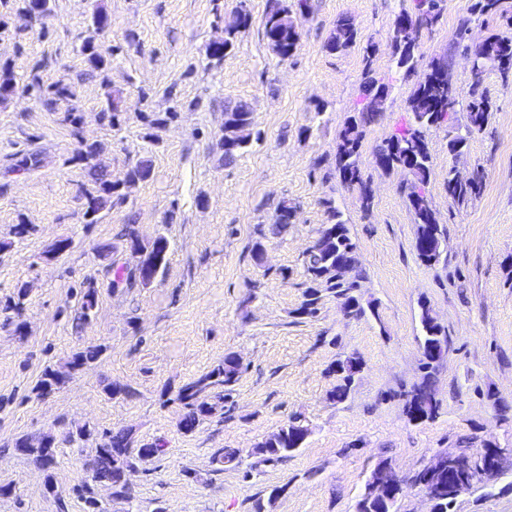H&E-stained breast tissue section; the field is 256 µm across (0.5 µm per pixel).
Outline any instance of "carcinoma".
I'll return each mask as SVG.
<instances>
[{
  "label": "carcinoma",
  "instance_id": "cac0c4a2",
  "mask_svg": "<svg viewBox=\"0 0 512 512\" xmlns=\"http://www.w3.org/2000/svg\"><path fill=\"white\" fill-rule=\"evenodd\" d=\"M301 12L312 9L309 0H297L289 5L288 0H267L266 11L262 19L263 35L272 52L285 60L293 56L299 41V31L293 26V10ZM512 10V0H474L470 15L461 19L457 29V40H466L465 31L469 24L480 17L504 16ZM20 11L29 13L35 18H44L51 13L50 0H21ZM442 18L440 0H415L413 10H403L395 18L392 47L396 67L406 74L415 72L421 58V38L423 33L432 31ZM252 15L247 8L246 0H240L239 7L225 18L226 28L224 41L215 44L214 49L207 53L210 66L217 67L224 56L234 47V39L240 29L250 25ZM108 26V18L101 11L93 13L92 32L82 45V51L93 72L104 73L109 65L113 49L99 43L98 37ZM360 34L351 17L342 15L336 19L327 49L331 52L345 51L359 41ZM375 45L366 41L363 48V62L367 80L361 85L360 95L362 108L350 116L340 130L335 151V169L340 183L358 187L362 197V209L369 212L371 208V192L362 177L361 153L364 129L374 123L384 112V82L374 76L373 56ZM478 69L484 73L496 72L503 81L512 77V34L508 32L494 33L487 36L476 59ZM105 106L102 118L110 127L116 129L121 125L122 91L112 88L111 82L104 80ZM26 93L40 103L46 110L54 112L61 102L68 104L64 121L75 125L80 120L78 93L76 86L70 82L59 81L48 87L44 86L33 69L26 80L20 84L16 81L13 71L6 65L0 66V102H5L16 92ZM465 112V121L455 123L457 112ZM492 105L486 92L480 85H470L469 98L463 100L458 91H450L448 82L439 80L434 71V61H429L427 71L414 87L408 102V117L404 124L386 138L375 150V159L382 161L380 168L386 171H400L404 180L400 190L405 195L413 211L414 221L418 224L415 238V251L418 259L426 265H435L443 255V242L447 239L446 231L441 227L436 212L428 197L426 188L431 176V153L428 135L434 128L448 126V152L455 154L464 151L470 139L483 132L489 124ZM253 136V112L246 102L229 104L224 108V125L219 139L220 148L224 151V164L231 165L241 156ZM103 148L98 143H87L78 153L77 160L82 162L90 178V185L83 189L84 219L87 224H95L101 212L112 207L113 198H125L123 190L145 181L151 176V162L140 160L120 177L112 176L101 158ZM39 153L24 154L20 159L7 167L11 173H29L39 167ZM483 188V176L480 172L472 174L468 183H458L453 174H448L446 190L448 198L458 205H464L480 195ZM326 208L327 223L316 231L315 246L307 251L303 258V268L307 278L305 301L298 309L301 316H313L323 296L341 298L353 303L352 318L358 320L366 314L377 315L372 303L364 304L356 296L361 288L365 274L357 254L356 243L353 242L349 225L342 220L341 212L336 208L335 201H323ZM295 206L280 201L272 216L269 229L262 226L256 228V238L251 252L255 260H260L264 252L263 240L266 233L283 234L288 230L292 211ZM129 254L133 262H121L113 255L117 246ZM169 245L168 239L162 235L151 242H143L135 225L128 224L120 236V244L109 243L101 248V255L111 259L113 271L109 287L148 288L159 277L163 276L168 265V256H160L162 246ZM348 266L346 276L338 273V264ZM27 298V289L20 287L3 307L16 316H21ZM97 305V288L89 282L80 291V319L86 320ZM421 340L424 362L421 363V376L410 389L401 393L406 398L405 411L408 419L415 423L432 421L439 415V407L432 406L424 415H419V400L429 396L435 387L434 359L445 352L448 336L445 328L431 315L427 304L421 305L420 312ZM103 352L100 347L76 352L62 367L47 365L43 368L36 385L39 394H49L64 386L73 372L85 364L96 360ZM350 358L339 359L332 371L336 373V385L329 391L330 399L335 403L345 401L355 383L349 374ZM242 367L236 362L232 352L224 354V358L213 365L208 371L200 374L178 390L175 400L185 410L180 422L181 429L190 433L200 421L216 413L219 404L229 399L233 387L238 382ZM312 433L310 424L298 416L290 419L277 432L256 443L248 452V456L258 459L260 463L282 462L296 449L300 448ZM55 439L51 435L44 436L33 444L26 439L17 441L16 448L27 455L35 456V460L47 466L53 461ZM166 454L165 442L155 440L133 447L130 433L120 430L108 436V440L95 448L92 466L94 479L106 482L114 489L118 497H128V481H119V474L130 475L136 469V462L144 458H156ZM488 461V455L476 453L468 465L456 471L461 485L468 487V493L480 489V485L472 482L476 472ZM389 461L380 460L369 475V479L386 485L393 480ZM399 496L392 498L378 495L372 501L360 498L355 504V512H396Z\"/></svg>",
  "mask_w": 512,
  "mask_h": 512
}]
</instances>
